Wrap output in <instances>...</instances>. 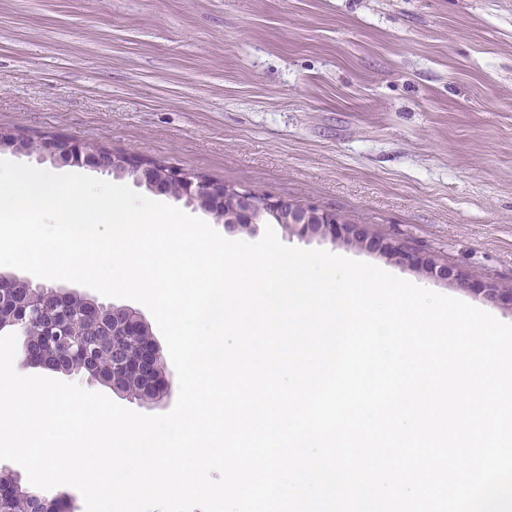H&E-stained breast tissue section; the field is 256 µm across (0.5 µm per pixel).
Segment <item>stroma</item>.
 Listing matches in <instances>:
<instances>
[{
  "label": "stroma",
  "instance_id": "1",
  "mask_svg": "<svg viewBox=\"0 0 512 512\" xmlns=\"http://www.w3.org/2000/svg\"><path fill=\"white\" fill-rule=\"evenodd\" d=\"M1 128L335 212L447 277L275 232L512 324V0H0Z\"/></svg>",
  "mask_w": 512,
  "mask_h": 512
}]
</instances>
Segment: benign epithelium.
Wrapping results in <instances>:
<instances>
[{
  "label": "benign epithelium",
  "mask_w": 512,
  "mask_h": 512,
  "mask_svg": "<svg viewBox=\"0 0 512 512\" xmlns=\"http://www.w3.org/2000/svg\"><path fill=\"white\" fill-rule=\"evenodd\" d=\"M36 157L40 161L49 160L53 163L72 165H80L86 159L105 173L133 172L135 183L145 184L150 188H164L152 163L105 149L91 151L86 145L73 139H45L41 141ZM168 175L182 185L183 190L179 199L185 200L187 205L205 210L208 201L222 199L224 203L231 204L232 211L226 213L224 218L225 227L228 229L251 232L254 225L262 220V216L267 215L285 226L288 232L301 238L328 237L334 242L341 241L360 246L373 243L377 252L399 264L429 274L441 269L434 259L421 255L412 247L388 239L368 238L366 230H357L351 224L341 223V219L335 217L332 212L314 206H297L285 200L259 196L253 190H239L219 185L204 177L179 170H171ZM69 296V292L59 287L49 288L46 299L30 307L28 319L54 317L57 323L67 324ZM112 332L127 336L133 342V348L128 352H112L113 389L122 390L121 384L127 373L133 371L136 376L149 383L150 390L142 396L132 393L130 397L135 400L159 397L162 385V376L158 372L160 350L149 337L141 317L127 307L112 306ZM69 342L73 353L81 358L92 360L100 350L99 346L77 333L70 335ZM49 346L50 342L44 340L24 344L22 364L29 367L49 365Z\"/></svg>",
  "instance_id": "7a95c632"
}]
</instances>
